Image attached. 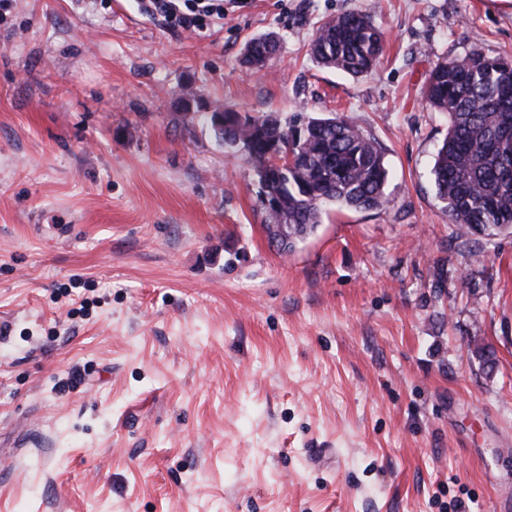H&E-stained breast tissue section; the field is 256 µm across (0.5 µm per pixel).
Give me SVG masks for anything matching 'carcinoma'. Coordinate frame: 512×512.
Returning <instances> with one entry per match:
<instances>
[{
    "label": "carcinoma",
    "instance_id": "1",
    "mask_svg": "<svg viewBox=\"0 0 512 512\" xmlns=\"http://www.w3.org/2000/svg\"><path fill=\"white\" fill-rule=\"evenodd\" d=\"M385 33L371 16L349 12L320 23L311 44L322 66L353 77L371 73L384 49ZM272 34L251 40L244 62L263 67L274 55ZM424 101L447 114L448 135L433 166L436 196L461 237L512 234V58L473 49L437 61L429 71ZM215 139L243 150L254 163L256 197L274 203L264 210L274 239L281 224L303 240L321 224L331 205L372 210L388 203V170L377 142L353 122L335 115L297 112L260 119L223 110L209 116ZM291 147L293 161L268 166L277 149Z\"/></svg>",
    "mask_w": 512,
    "mask_h": 512
}]
</instances>
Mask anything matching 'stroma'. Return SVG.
<instances>
[{"label":"stroma","mask_w":512,"mask_h":512,"mask_svg":"<svg viewBox=\"0 0 512 512\" xmlns=\"http://www.w3.org/2000/svg\"><path fill=\"white\" fill-rule=\"evenodd\" d=\"M351 11L387 36L359 79L310 53ZM475 48L512 55V9L224 0L199 32L136 0H6L0 512H512V234L458 236L422 98ZM224 108L348 118L388 205L279 250L205 121ZM277 48V38L268 34L251 40L245 49L244 62L255 67H265Z\"/></svg>","instance_id":"stroma-1"}]
</instances>
